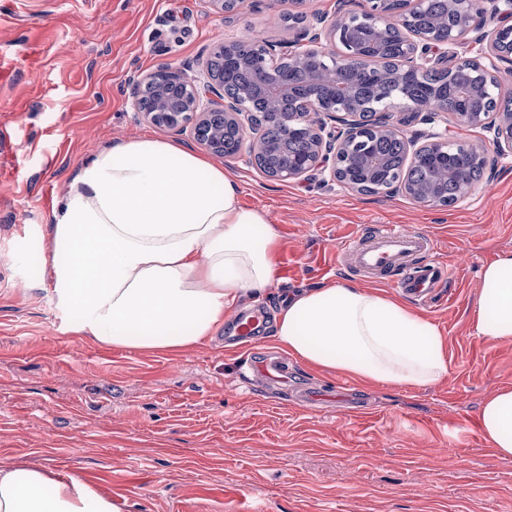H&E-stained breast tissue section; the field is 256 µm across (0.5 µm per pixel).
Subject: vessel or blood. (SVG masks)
<instances>
[{
	"instance_id": "b4317fda",
	"label": "vessel or blood",
	"mask_w": 512,
	"mask_h": 512,
	"mask_svg": "<svg viewBox=\"0 0 512 512\" xmlns=\"http://www.w3.org/2000/svg\"><path fill=\"white\" fill-rule=\"evenodd\" d=\"M435 251V240L426 233L368 224L339 249L337 258L348 262L353 272L426 303L435 299L448 282V268L435 259ZM264 319L265 310L260 306L236 312L225 343L232 347L252 345Z\"/></svg>"
}]
</instances>
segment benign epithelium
Masks as SVG:
<instances>
[{
    "label": "benign epithelium",
    "mask_w": 512,
    "mask_h": 512,
    "mask_svg": "<svg viewBox=\"0 0 512 512\" xmlns=\"http://www.w3.org/2000/svg\"><path fill=\"white\" fill-rule=\"evenodd\" d=\"M393 0H365L359 12H349L339 20L326 14H311L302 27L300 38L305 48L288 51L275 41L263 38L227 39L213 44L211 55L219 54L240 66L252 69L254 85L264 89L270 99L268 115L306 134L308 149L299 157L282 155L276 145L264 136L266 120L251 112L247 95L223 98L218 111L224 125L210 128L215 110L203 103L201 86L215 92L223 82L212 78L199 80L168 66L145 74L138 85L154 87L156 107L150 111L135 103L136 109L149 122L168 128L193 124L194 137L200 145L216 154H238L243 146L263 172L281 181L309 176L312 171L326 173L348 188L363 193L370 182L358 174L370 176L382 170L383 162L366 154L365 144L372 138L397 137L404 143L406 167L388 175L378 183L386 195L402 193L417 203L436 209H448L436 184L412 182L406 172L432 157L448 156V139L438 133L419 131L407 135L401 124L391 121L389 107L378 101L359 106L352 101L345 86L336 85V73L369 75L376 68L388 71L396 83L409 74L419 78L427 72L442 75V80L423 99L413 105L412 122L432 124L445 111L448 73L461 66L474 72L472 86L461 93L488 92L499 63H512V40L502 44L503 28L491 29L488 63L471 60L459 51L464 32L478 18L470 8L471 0H448L457 16L451 27L421 32L413 28V17L421 11L425 0H403V7H392ZM313 65L315 92L298 103L295 112L278 111V102L293 95L285 72L291 67ZM460 121L484 127L491 138L487 144L459 143L475 163H489V154L512 157V112H463Z\"/></svg>",
    "instance_id": "obj_1"
}]
</instances>
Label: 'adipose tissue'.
Returning <instances> with one entry per match:
<instances>
[{
  "label": "adipose tissue",
  "mask_w": 512,
  "mask_h": 512,
  "mask_svg": "<svg viewBox=\"0 0 512 512\" xmlns=\"http://www.w3.org/2000/svg\"><path fill=\"white\" fill-rule=\"evenodd\" d=\"M278 244L222 168L140 138L84 163L54 210L52 296L80 338L177 352L212 340L226 313L264 295ZM472 322L482 339H512V252L483 267ZM273 336L287 355L363 380L424 387L448 371L437 324L346 281L289 295ZM479 421L496 454L512 458V387L483 402ZM0 512L120 510L78 479L13 466L0 468Z\"/></svg>",
  "instance_id": "ef3b65f1"
}]
</instances>
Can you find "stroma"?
I'll use <instances>...</instances> for the list:
<instances>
[{
    "label": "stroma",
    "mask_w": 512,
    "mask_h": 512,
    "mask_svg": "<svg viewBox=\"0 0 512 512\" xmlns=\"http://www.w3.org/2000/svg\"><path fill=\"white\" fill-rule=\"evenodd\" d=\"M336 0H0V464L71 475L121 512H512V459L477 423L512 386V340L474 334L480 271L512 251V158H492L448 209L361 194L320 175L281 182L249 160L207 154L242 204L279 235L262 299L348 280L336 263L366 224L431 234L446 296L416 306L437 324L449 368L406 388L287 363L299 393L241 374L243 354L213 341L176 353L76 338L30 254L48 237L79 167L100 150L152 137L203 153L190 133L132 107L135 82L166 62L201 76L211 43L247 32L296 40L288 13H334ZM205 153V152H204ZM27 291H20L21 279Z\"/></svg>",
    "instance_id": "obj_1"
}]
</instances>
